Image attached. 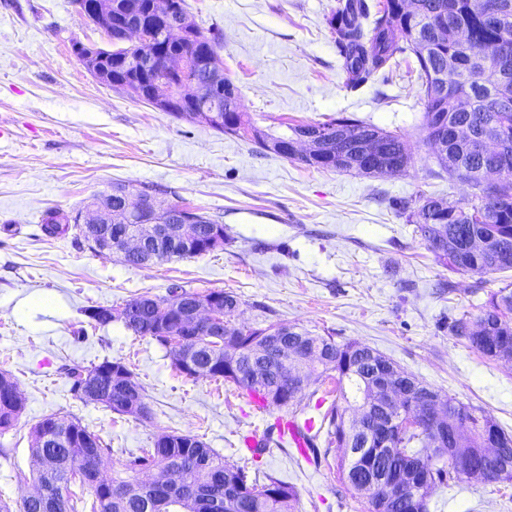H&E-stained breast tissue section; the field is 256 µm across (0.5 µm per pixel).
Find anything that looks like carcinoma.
<instances>
[{
  "label": "carcinoma",
  "instance_id": "cac0c4a2",
  "mask_svg": "<svg viewBox=\"0 0 512 512\" xmlns=\"http://www.w3.org/2000/svg\"><path fill=\"white\" fill-rule=\"evenodd\" d=\"M154 3L156 29L153 35L156 76L154 90L167 93L183 106L197 104L199 92L207 87L212 92L209 108L217 111L220 121L211 128L231 136L249 140L263 153L281 155L268 146L277 133L261 129L241 112L230 109L237 88L217 68L205 69L198 59H217L216 49L223 41L219 29L200 30L188 21L185 0H122L129 11L146 9ZM395 0H338L330 20L336 49L344 59L346 85L357 89L384 72L397 54H411L418 68L419 97L424 105L422 131L424 141L432 144L441 127H448V151L436 153L441 174L448 179L463 180L476 189L478 203L463 205L433 196H415L397 203V208L418 231L438 258L461 272L489 273L512 270V0H417L416 12L409 18L394 8ZM183 18L194 38L184 42L180 55L170 54L163 36L166 20ZM466 30L469 40L454 39L457 30ZM429 40L433 50L425 55L420 42ZM490 46L507 50L504 59L487 56ZM100 66L112 76L123 72L121 82L114 85L101 79V84L123 92L145 104V86L136 76L134 60L138 50L116 47L99 51ZM452 66L456 79L444 92L432 80V74ZM458 127L470 136L457 139ZM287 132L298 136L322 128L333 129L332 138L312 158L296 157L302 164L317 169L351 172L357 146L374 137L383 141L384 167L379 175L403 170L411 161V153L402 135L369 124L353 116H342L329 122L286 125ZM498 135L509 144L508 157L483 154L477 150L485 135ZM495 169L498 180L487 183L480 172ZM155 192L148 186L112 183V237L125 234L134 220L123 210L125 196H147ZM185 224L209 226L212 218L188 207L173 206ZM81 211H45L42 224L45 233L58 236L69 225L80 224ZM178 291L173 287L165 297L140 296L118 307L94 306L87 316L98 325L121 319L125 328L138 337H148L169 347L168 336L173 324L161 325L160 308ZM240 306L231 292L224 293V321L238 344L249 349L260 330L239 328L233 318ZM453 336L488 360L512 354V290L504 287L493 293L476 319L464 315L449 324ZM198 349L190 351L191 369L178 355H173L177 369L193 379H220L245 392L258 394L265 405L272 406L269 390L280 389L279 344H272L265 355L246 354L241 359L243 376L224 373V337L198 336ZM288 344L315 349L306 363L311 370L321 369L320 377L336 380V399L320 414L319 430L325 432L328 445L346 448L356 442L358 433L348 426L350 394L362 393L369 385L366 376L376 367L396 364L372 348L354 340L342 343L331 336L314 335L296 327L288 331ZM73 396L84 402L102 405L119 415L147 420L143 413L147 395L131 365L122 358L106 359L90 367L66 369ZM93 385L97 395L90 398L86 388ZM411 396L398 405L372 406L368 419L394 420L388 428L394 455L387 449L372 446L361 449L356 459L343 457L338 469L343 484L358 496L365 486L386 481L405 484L410 495L417 497L416 512H428V498L436 488L451 481L469 478L480 472L490 483L512 482V434L493 420L479 416L454 397L438 398L448 408L444 436L452 454L433 459L418 452L427 447L429 425L413 427L405 423L404 413L418 394L426 390L418 380L408 382ZM17 383L11 374L0 373V432L9 430L23 411L21 397L15 394ZM29 473L18 474L21 482H30L35 494L22 498L17 507L0 501V512H78L77 501L68 495V485L79 481L91 490V512H203L199 496L214 487L220 488L218 504L213 512H294L296 492L281 480L267 475L264 481L250 477L248 471L224 460L207 444L190 434L162 432L153 447L129 454L112 468L110 484L118 491L94 479L97 464L111 457L112 449L95 432L69 415L50 414L35 423L30 431ZM484 448L497 453L488 458ZM144 471L161 474L177 473L180 488L171 492L152 484L140 483L137 476Z\"/></svg>",
  "mask_w": 512,
  "mask_h": 512
}]
</instances>
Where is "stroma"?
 Returning <instances> with one entry per match:
<instances>
[{
  "mask_svg": "<svg viewBox=\"0 0 512 512\" xmlns=\"http://www.w3.org/2000/svg\"><path fill=\"white\" fill-rule=\"evenodd\" d=\"M190 20L220 28L217 64L260 127L354 116L404 135L412 159L390 176L321 170L207 125L177 119L100 84L72 41L106 46L72 0H0V372L24 402L0 434V496L26 494L29 433L44 416L80 419L113 462L152 447L162 431L200 437L224 459L294 487L296 512H368L339 480L342 449L318 440L305 461L287 443L260 456L240 437L269 430L288 408L254 412L242 391L181 374L164 347L85 311L139 296L226 291L236 325L288 324L358 341L441 396L470 405L512 433V362L492 361L448 329L477 316L512 272H457L438 261L396 200L421 193L474 203L468 183L436 177L423 140L414 56L358 90L346 87L329 20L337 0H186ZM126 181L155 188L162 206L189 205L224 226L223 248L148 266L92 251L72 228L51 237L44 212L81 208ZM122 358L144 386L152 415L137 420L73 397L66 367ZM429 512H512V482L470 479L438 489Z\"/></svg>",
  "mask_w": 512,
  "mask_h": 512,
  "instance_id": "1",
  "label": "stroma"
}]
</instances>
